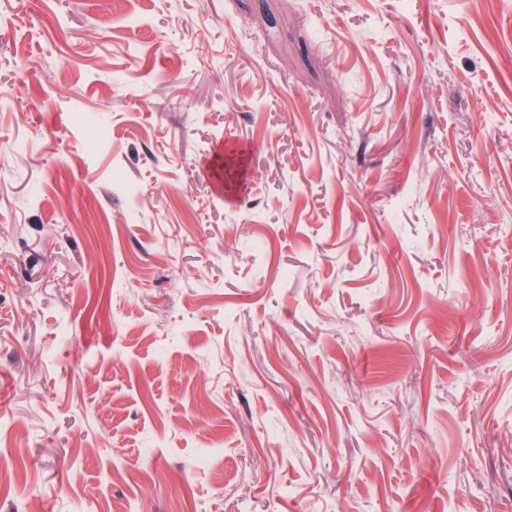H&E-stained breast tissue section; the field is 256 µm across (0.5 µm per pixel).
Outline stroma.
Wrapping results in <instances>:
<instances>
[{"instance_id":"obj_1","label":"stroma","mask_w":512,"mask_h":512,"mask_svg":"<svg viewBox=\"0 0 512 512\" xmlns=\"http://www.w3.org/2000/svg\"><path fill=\"white\" fill-rule=\"evenodd\" d=\"M187 501L512 512V0H0V512Z\"/></svg>"}]
</instances>
